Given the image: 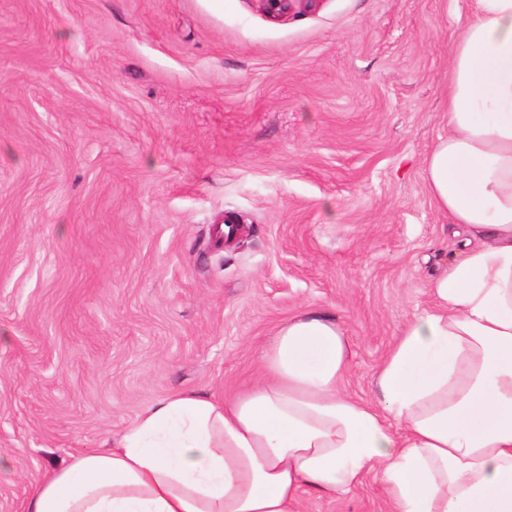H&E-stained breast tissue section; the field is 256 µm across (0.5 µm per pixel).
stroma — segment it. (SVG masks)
Returning a JSON list of instances; mask_svg holds the SVG:
<instances>
[{
    "label": "stroma",
    "instance_id": "obj_1",
    "mask_svg": "<svg viewBox=\"0 0 512 512\" xmlns=\"http://www.w3.org/2000/svg\"><path fill=\"white\" fill-rule=\"evenodd\" d=\"M474 2L0 0V512L156 400L256 381L306 307L377 398L452 255L425 160ZM386 509L375 472L306 503ZM262 12L271 20L277 21L295 9H311L320 0H256Z\"/></svg>",
    "mask_w": 512,
    "mask_h": 512
}]
</instances>
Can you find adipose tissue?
<instances>
[{
  "label": "adipose tissue",
  "instance_id": "1",
  "mask_svg": "<svg viewBox=\"0 0 512 512\" xmlns=\"http://www.w3.org/2000/svg\"><path fill=\"white\" fill-rule=\"evenodd\" d=\"M425 179L458 256L406 321L378 398L350 396L343 331L305 309L228 399L174 393L109 449L48 471L26 512H303L379 471L389 512H512V0L457 22L448 134Z\"/></svg>",
  "mask_w": 512,
  "mask_h": 512
}]
</instances>
